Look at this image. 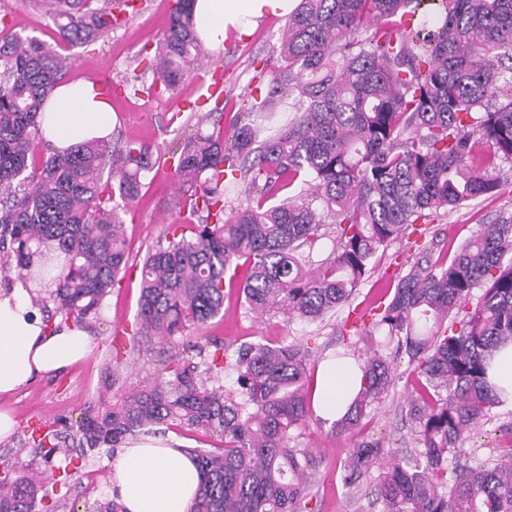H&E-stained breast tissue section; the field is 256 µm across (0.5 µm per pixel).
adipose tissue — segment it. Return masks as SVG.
I'll use <instances>...</instances> for the list:
<instances>
[{
	"mask_svg": "<svg viewBox=\"0 0 512 512\" xmlns=\"http://www.w3.org/2000/svg\"><path fill=\"white\" fill-rule=\"evenodd\" d=\"M293 0H195L196 30L211 50L224 47L227 30L248 33L265 13L287 15ZM114 114L91 82L57 86L41 115V133L55 149L64 150L94 137L111 134ZM93 345L78 328L46 330L42 314L32 303L30 289L17 283L0 287V394L14 392L35 375L64 369L85 359ZM358 366L322 360L316 371L314 410L333 422L346 412L360 388ZM107 494L125 512H190L199 485L194 459L178 442L148 436L119 449L111 463Z\"/></svg>",
	"mask_w": 512,
	"mask_h": 512,
	"instance_id": "ef3b65f1",
	"label": "adipose tissue"
}]
</instances>
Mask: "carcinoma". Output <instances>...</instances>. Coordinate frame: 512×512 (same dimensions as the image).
<instances>
[{"mask_svg":"<svg viewBox=\"0 0 512 512\" xmlns=\"http://www.w3.org/2000/svg\"><path fill=\"white\" fill-rule=\"evenodd\" d=\"M193 3L179 0L158 43L155 74L167 89L204 56ZM38 6L71 46L121 25L115 8L136 11L130 0ZM367 23L374 32L363 39ZM273 54L231 139L198 127L172 153L179 221L142 259L133 350L217 317L232 266L245 268L247 312L319 321L350 302L371 259L409 225L500 189L489 167L512 161V77L499 68L512 61V0H299ZM67 66L51 45L0 27V269L40 280L46 250L63 254L55 289L38 304L81 326L126 275L122 213L157 160L146 144L102 138L30 166L41 112ZM286 93L295 113L267 134L256 118ZM229 177L248 198L228 213ZM329 224L333 252L306 267ZM434 255L424 248L369 312L372 328H346L366 350L361 387L334 430H359L394 384L381 353L393 345L414 366L404 408L417 448L362 439L347 449L344 485L373 483L383 512H512V426L491 466L470 465L460 447L501 404L488 369L512 344V214L481 225L451 261ZM226 370L236 375L232 395ZM313 380L312 351L300 343L243 344L231 359L209 337L167 351L136 386L32 430L25 444L49 461L65 448L202 430L221 445L188 449L201 475L190 512H316L315 460L291 446L313 415ZM67 481L65 467L39 475L5 460L0 512H53L55 486Z\"/></svg>","mask_w":512,"mask_h":512,"instance_id":"1","label":"carcinoma"}]
</instances>
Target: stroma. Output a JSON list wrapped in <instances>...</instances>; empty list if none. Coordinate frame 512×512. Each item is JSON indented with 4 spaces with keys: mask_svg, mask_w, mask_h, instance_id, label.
<instances>
[{
    "mask_svg": "<svg viewBox=\"0 0 512 512\" xmlns=\"http://www.w3.org/2000/svg\"><path fill=\"white\" fill-rule=\"evenodd\" d=\"M139 10L122 26L101 37L90 46H62L61 52L71 59L65 78L69 81L92 80L99 77L112 84L109 98L116 116V129L122 139L135 140L169 151L194 132L200 118L196 112H177L169 93L160 89L153 69L156 43L168 22L172 0H136ZM13 31L38 40L52 42L55 26L52 20L24 4L23 0H0V16ZM284 18L269 16L259 21L253 33L243 39L229 36L222 51H207L206 62L198 66L180 87L184 97H196L200 82L206 77V67L212 63L224 65V97L221 124L231 125L241 109L249 89L256 85L255 77L277 45ZM136 83L137 94H129L128 83ZM494 176L503 183L501 193L485 196L448 213H439L428 223L408 227L384 252L378 253L371 270L360 284L353 306L373 307L383 288L405 275L422 247L435 244L439 249L457 250L478 229L512 213V161H498ZM175 194V180L169 167L157 166L147 174L141 196L124 213L123 219L131 263H140L148 248L153 247L164 225L176 217L167 204ZM140 276L132 274L119 288L113 289L102 304L98 320L90 322L91 355L70 366L66 371L37 377L17 392L0 395V411H9L15 421L13 434L0 440V460L14 456L45 470L43 460L33 449L24 447L32 428L39 422L59 417L78 419L83 409L106 396L105 375L119 369L127 384H135L159 366L154 353L124 349L114 353L116 326L132 327L135 322ZM347 308L337 309L323 321L305 323L288 318L283 313L257 317L246 313L239 281L226 283L224 309L208 322L203 331L187 333L190 341L206 336L223 341L227 351H235L244 343L299 341L310 347L315 359L329 354L347 352L342 329ZM410 368L407 357L397 360L399 374L395 384L371 410L365 419L362 436L388 444L414 448V433L401 411L407 394L405 381ZM512 424V410L492 409L487 420L467 434L462 442L472 464L494 459L503 425ZM358 436L332 432L330 424L312 419L302 429L296 444L309 450L317 462V484L313 489L316 512H380L375 501L374 487L364 484L348 490L341 482V462Z\"/></svg>",
    "mask_w": 512,
    "mask_h": 512,
    "instance_id": "1",
    "label": "stroma"
}]
</instances>
